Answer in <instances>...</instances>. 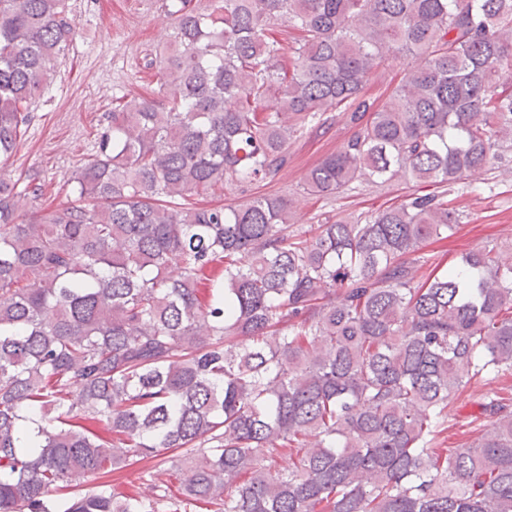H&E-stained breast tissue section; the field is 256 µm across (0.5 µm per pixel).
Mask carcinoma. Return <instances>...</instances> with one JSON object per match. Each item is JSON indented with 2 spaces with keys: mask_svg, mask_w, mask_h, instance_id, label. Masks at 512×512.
<instances>
[{
  "mask_svg": "<svg viewBox=\"0 0 512 512\" xmlns=\"http://www.w3.org/2000/svg\"><path fill=\"white\" fill-rule=\"evenodd\" d=\"M165 7L167 103L118 98L59 208L0 176V512H512L505 398L437 447L457 392L512 371V250L417 279L453 186L512 147V0ZM76 35L65 0H0V161ZM397 56L419 63L377 104ZM336 112L355 131L307 194L443 190L301 231L283 195L186 204L273 179ZM142 462L149 496L71 485ZM416 63L415 59L405 56L386 61L383 66L368 76L365 84L367 96L372 99L380 97L384 100L386 94L400 84L406 69ZM482 421H477L472 425L462 426V423H457L455 420H448V432L444 435L447 439L439 448H465L475 442L479 436V424Z\"/></svg>",
  "mask_w": 512,
  "mask_h": 512,
  "instance_id": "carcinoma-1",
  "label": "carcinoma"
}]
</instances>
